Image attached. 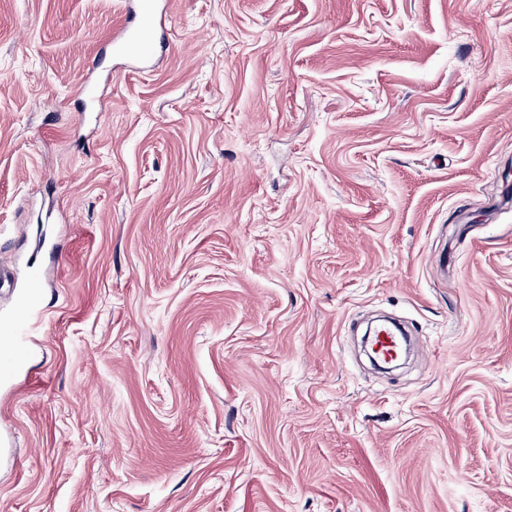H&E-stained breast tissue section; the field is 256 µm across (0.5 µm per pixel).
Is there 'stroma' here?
I'll return each mask as SVG.
<instances>
[{"instance_id": "1", "label": "stroma", "mask_w": 512, "mask_h": 512, "mask_svg": "<svg viewBox=\"0 0 512 512\" xmlns=\"http://www.w3.org/2000/svg\"><path fill=\"white\" fill-rule=\"evenodd\" d=\"M166 3L0 0V512H512V0ZM131 19L108 46L121 51L131 61L147 66L158 56L157 21L161 14L159 0H136ZM373 344L378 354L387 360L399 356L402 350L399 337L387 330H381Z\"/></svg>"}]
</instances>
